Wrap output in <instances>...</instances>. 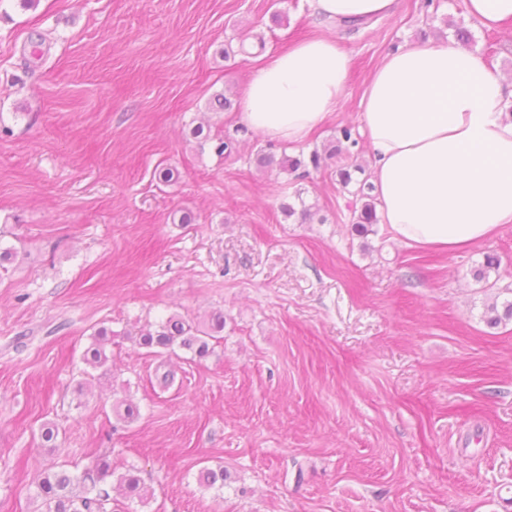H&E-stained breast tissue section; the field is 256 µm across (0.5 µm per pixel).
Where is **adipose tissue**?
Instances as JSON below:
<instances>
[{"label":"adipose tissue","mask_w":512,"mask_h":512,"mask_svg":"<svg viewBox=\"0 0 512 512\" xmlns=\"http://www.w3.org/2000/svg\"><path fill=\"white\" fill-rule=\"evenodd\" d=\"M395 0H313L325 21L392 12ZM350 59L335 37L293 44L256 68L241 124L291 145L333 116ZM512 81L456 43L399 49L373 73L361 131L371 147L380 221L394 239L448 253L512 226Z\"/></svg>","instance_id":"1"}]
</instances>
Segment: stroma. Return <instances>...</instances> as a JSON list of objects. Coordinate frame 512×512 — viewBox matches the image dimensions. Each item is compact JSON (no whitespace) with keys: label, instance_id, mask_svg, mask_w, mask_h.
I'll use <instances>...</instances> for the list:
<instances>
[{"label":"stroma","instance_id":"1","mask_svg":"<svg viewBox=\"0 0 512 512\" xmlns=\"http://www.w3.org/2000/svg\"><path fill=\"white\" fill-rule=\"evenodd\" d=\"M459 26L512 80V23L485 29L466 0H395L351 34L312 0H0V247L17 253L0 269V512H42L45 473L102 458L151 492L118 496L121 512H512V320L486 315L512 300V227L457 255L383 224L359 236L335 176L384 57ZM329 33L346 89L303 144L210 108L262 58ZM261 149L321 164L259 168ZM299 198L320 221L285 218ZM489 253L491 288L474 277ZM215 311L223 338L200 361L130 338ZM122 400L136 421L115 416ZM204 467L225 468L222 489L199 484Z\"/></svg>","mask_w":512,"mask_h":512}]
</instances>
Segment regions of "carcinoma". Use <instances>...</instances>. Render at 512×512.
<instances>
[{"instance_id": "cac0c4a2", "label": "carcinoma", "mask_w": 512, "mask_h": 512, "mask_svg": "<svg viewBox=\"0 0 512 512\" xmlns=\"http://www.w3.org/2000/svg\"><path fill=\"white\" fill-rule=\"evenodd\" d=\"M320 157L312 152L310 157L304 155L296 157L282 156L276 159L272 153H261L256 156V162L262 167L278 164L286 172H296L312 164L319 166ZM373 186L367 181L356 182L355 197L360 206L352 210L351 224L353 230L362 235L369 232V227L379 223L375 198L371 195ZM487 322L492 326L504 320L512 319V301L504 304V311H498L492 305L487 309ZM224 331V314L216 313L209 319L205 328L192 319L180 315H171L158 325L155 330L141 329L135 333L133 340L136 344L150 353H173L175 349H182L194 354L198 359L206 358L213 350L212 342L221 339ZM96 343L88 349L85 361L92 367H100L107 361L104 350L107 331L101 329L97 333ZM116 478V484L128 497L140 500L150 496V491L141 484L140 479L128 469L123 473L105 460H99L94 468L83 474H71L67 471L53 472L41 479L37 484V498L44 507L43 512H112V497L107 489L108 479ZM227 473L223 467L203 468L199 472V484L206 488H213L224 483Z\"/></svg>"}]
</instances>
